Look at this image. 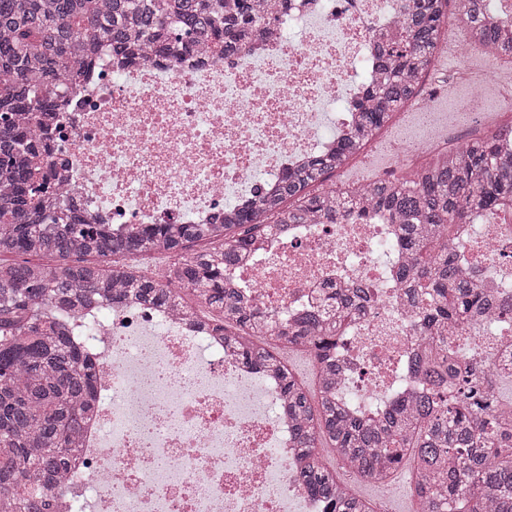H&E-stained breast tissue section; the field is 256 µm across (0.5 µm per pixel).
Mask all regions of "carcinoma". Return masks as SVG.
<instances>
[{"mask_svg":"<svg viewBox=\"0 0 512 512\" xmlns=\"http://www.w3.org/2000/svg\"><path fill=\"white\" fill-rule=\"evenodd\" d=\"M454 2L476 43L512 52L486 0H468L464 9ZM447 4L404 0L397 32L378 48L379 77L356 103V124L334 148L283 174L278 195L225 212L216 232L182 224L173 234L154 224L114 235L103 224L82 223L72 201L59 215L44 209L57 196L53 168L65 163L41 132L58 88L88 78L105 41L116 59L158 52L176 60L204 43L232 56L275 13L288 12V0H0V512H44L92 410L95 373L59 314L127 299L216 313L211 323L224 330L232 353L278 378L299 481L331 512H371V503L318 459L319 444L334 449L356 480L384 484L411 463L416 512H512V407L500 406L459 345L477 317L509 315L512 293H483L456 246V225L512 203V123L436 154L410 178L310 191L411 101L447 33ZM357 210L395 224L401 262L392 280L424 333L412 363L423 388L381 402L376 418L342 401L336 369L343 328L370 303L368 283L332 287L324 308L283 322L242 303L224 279L277 227L334 224ZM166 250L178 259L164 277L138 266L140 256ZM7 253L15 258H2ZM273 340L313 354L317 390L298 381L270 348Z\"/></svg>","mask_w":512,"mask_h":512,"instance_id":"1","label":"carcinoma"}]
</instances>
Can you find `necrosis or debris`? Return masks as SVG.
<instances>
[{
  "label": "necrosis or debris",
  "instance_id": "necrosis-or-debris-1",
  "mask_svg": "<svg viewBox=\"0 0 512 512\" xmlns=\"http://www.w3.org/2000/svg\"><path fill=\"white\" fill-rule=\"evenodd\" d=\"M398 0H290L264 40L234 56L133 63L102 43L97 76L65 85L48 129L66 163L54 180L85 222L123 234L148 224H219L225 208L272 194L285 171L348 132L355 104L376 80V34L399 20ZM512 73V54L462 66L453 87L437 71L411 110L449 94L469 109ZM435 113L416 145L402 144L382 176L409 174L427 153L459 146ZM458 248L469 265L508 258L486 289L512 286V210L474 214ZM391 224L372 214L338 224H296L227 279L254 306L289 314L321 289L362 279L364 315L347 328L357 378L342 399L376 414L380 401L414 387L393 377L417 340L395 297ZM97 371L98 404L68 479L48 512H327L298 478V451L270 375L236 359L199 318L134 301L83 312L73 330Z\"/></svg>",
  "mask_w": 512,
  "mask_h": 512
}]
</instances>
